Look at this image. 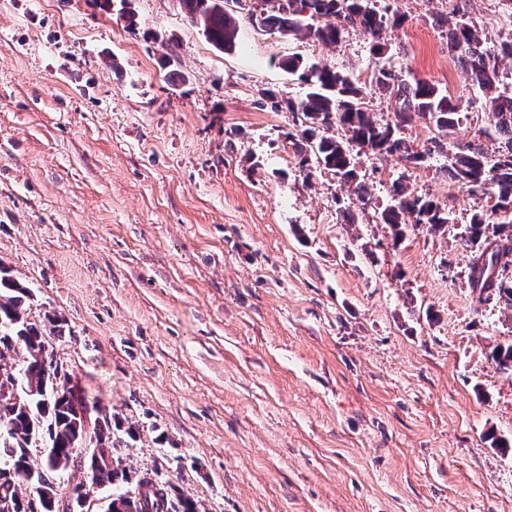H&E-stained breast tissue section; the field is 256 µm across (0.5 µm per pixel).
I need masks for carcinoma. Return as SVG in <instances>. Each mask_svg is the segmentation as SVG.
<instances>
[{"mask_svg":"<svg viewBox=\"0 0 512 512\" xmlns=\"http://www.w3.org/2000/svg\"><path fill=\"white\" fill-rule=\"evenodd\" d=\"M242 0H179L187 18L198 26L217 49H236L239 18L234 6ZM250 18L261 29L283 38L313 37L327 45L338 44L345 32L358 29L372 40L371 50L380 55L382 31L399 27L406 14L378 5V0H253ZM448 31V52L468 72L472 85L490 95L494 130L504 141V150L489 157L479 144L470 143L455 153L444 167L448 178L470 187L495 189L491 214L512 212V93L501 86L499 58H512V41L489 47L480 29L467 14L453 9L434 17ZM281 66L308 86L302 100L288 101V111L300 115V129L289 137L301 142L300 167L314 166L333 172L351 192L363 197L369 187L361 177L350 150L355 143L378 156L398 154L408 164L421 165L432 152H418L400 135L401 124L418 117L434 127L435 152H444L443 140L460 125V106L425 80H404L384 68L372 72L371 84L394 100L393 123H380L368 111L362 91L344 72L319 63L308 64L292 56ZM337 126L342 137L322 134ZM412 224L437 229L449 223L448 209L427 195L409 192L403 182L394 185V204L381 213L394 236L403 235V215ZM472 245L471 286L478 297L512 298V279L503 274L483 275L479 262L496 258L506 269L512 265V224H495L490 214L476 213L466 228ZM28 287L0 273V391L14 400L0 405V512H27L33 501L41 512H67L63 498L47 497L56 488L54 475L69 469L80 471L95 486H125L112 495V512H198L194 500L179 494L169 481L145 474L132 476L112 455V414L89 405L82 391L66 392L71 374L51 381L44 374L43 327L26 316ZM13 356L8 357L6 353ZM491 359L496 368L512 375V344L496 346ZM91 433L96 446L82 447ZM46 440V456L40 466L30 460L36 440Z\"/></svg>","mask_w":512,"mask_h":512,"instance_id":"carcinoma-1","label":"carcinoma"}]
</instances>
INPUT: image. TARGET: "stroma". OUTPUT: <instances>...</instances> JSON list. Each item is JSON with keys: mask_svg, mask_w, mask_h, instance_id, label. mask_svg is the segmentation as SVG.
Here are the masks:
<instances>
[{"mask_svg": "<svg viewBox=\"0 0 512 512\" xmlns=\"http://www.w3.org/2000/svg\"><path fill=\"white\" fill-rule=\"evenodd\" d=\"M397 6L376 56L360 32L288 39L244 11L222 52L178 0H0V263L30 320H63L47 345L121 419L114 456L199 512H512V376L490 359L512 304L478 302L463 237L512 213L437 153L358 150L360 200L287 136L294 55L428 80L461 106L455 143L500 150L433 18L460 8L498 43L512 0ZM398 179L450 223L395 237Z\"/></svg>", "mask_w": 512, "mask_h": 512, "instance_id": "35a3bbf8", "label": "stroma"}]
</instances>
